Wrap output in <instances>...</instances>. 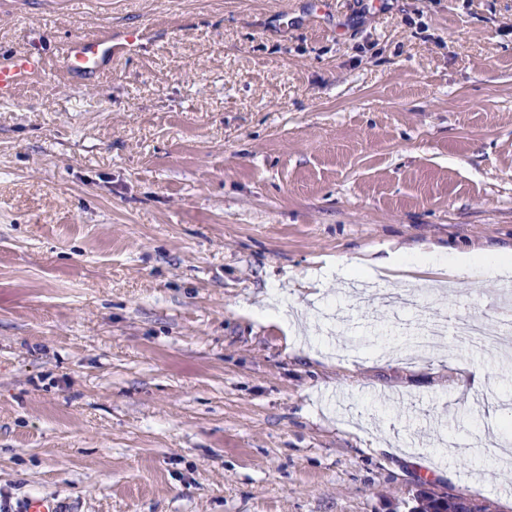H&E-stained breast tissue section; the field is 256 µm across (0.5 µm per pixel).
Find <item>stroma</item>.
Listing matches in <instances>:
<instances>
[{
	"label": "stroma",
	"mask_w": 512,
	"mask_h": 512,
	"mask_svg": "<svg viewBox=\"0 0 512 512\" xmlns=\"http://www.w3.org/2000/svg\"><path fill=\"white\" fill-rule=\"evenodd\" d=\"M316 2L0 0L50 60L0 101V512H512V334H452L512 298L448 274L512 248V0ZM121 39L123 43L112 42V33L94 39L76 38L65 52L64 70L72 81L90 80L112 62L114 55L138 47L143 33L139 29L127 31ZM483 320L480 314H469L460 318L455 326L454 336L461 342H468L474 337H483L486 342L492 343L496 336H485Z\"/></svg>",
	"instance_id": "stroma-1"
}]
</instances>
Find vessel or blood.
Instances as JSON below:
<instances>
[{
	"label": "vessel or blood",
	"instance_id": "1",
	"mask_svg": "<svg viewBox=\"0 0 512 512\" xmlns=\"http://www.w3.org/2000/svg\"><path fill=\"white\" fill-rule=\"evenodd\" d=\"M142 39L143 33L139 30L125 32L118 44L108 35L75 39L65 52L63 68L72 81L90 80L105 69L114 55L138 47ZM44 69V60L34 52L16 56L8 62L1 61L0 100L12 99L20 85Z\"/></svg>",
	"mask_w": 512,
	"mask_h": 512
}]
</instances>
